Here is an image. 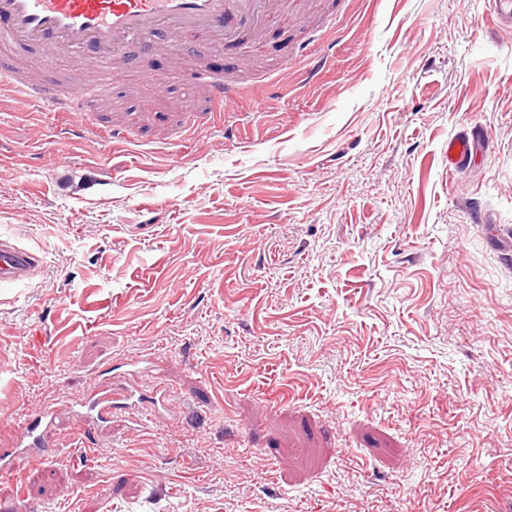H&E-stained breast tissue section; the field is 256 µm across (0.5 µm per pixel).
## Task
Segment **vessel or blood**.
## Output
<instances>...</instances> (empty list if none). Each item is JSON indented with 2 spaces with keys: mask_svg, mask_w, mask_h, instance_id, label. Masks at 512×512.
<instances>
[{
  "mask_svg": "<svg viewBox=\"0 0 512 512\" xmlns=\"http://www.w3.org/2000/svg\"><path fill=\"white\" fill-rule=\"evenodd\" d=\"M291 7V0H0V50L31 46L108 66L153 39L166 38L174 47L192 37L206 54L225 42L256 37L263 28L286 19ZM204 77L210 101L218 111H230L241 90L226 82L223 72L208 70ZM0 87L16 92L41 112L80 113L84 101L108 93L111 84L105 79L64 96L54 83L33 82L0 61ZM472 151L468 139L451 138L449 169L466 163ZM40 264L31 250L0 240V285L31 280ZM84 407L93 420L111 412V389L92 388ZM56 414L51 404L30 413L11 447L0 448L1 473L15 474L26 461L54 455L50 431Z\"/></svg>",
  "mask_w": 512,
  "mask_h": 512,
  "instance_id": "obj_1",
  "label": "vessel or blood"
}]
</instances>
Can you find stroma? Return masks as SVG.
<instances>
[{
    "label": "stroma",
    "mask_w": 512,
    "mask_h": 512,
    "mask_svg": "<svg viewBox=\"0 0 512 512\" xmlns=\"http://www.w3.org/2000/svg\"><path fill=\"white\" fill-rule=\"evenodd\" d=\"M196 64L133 49L77 119L0 92V239L42 259L0 286V439L65 409L0 512H512V28L297 0L205 59L245 89L220 116L168 79ZM96 375L141 404L88 433ZM473 151V144L469 139L451 138L448 141V170L453 171L462 166L470 159Z\"/></svg>",
    "instance_id": "35a3bbf8"
}]
</instances>
